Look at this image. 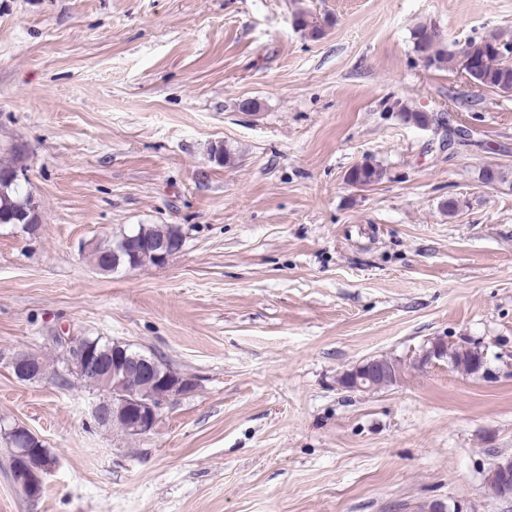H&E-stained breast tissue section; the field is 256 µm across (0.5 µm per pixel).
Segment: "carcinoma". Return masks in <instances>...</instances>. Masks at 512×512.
I'll list each match as a JSON object with an SVG mask.
<instances>
[{
  "label": "carcinoma",
  "instance_id": "carcinoma-1",
  "mask_svg": "<svg viewBox=\"0 0 512 512\" xmlns=\"http://www.w3.org/2000/svg\"><path fill=\"white\" fill-rule=\"evenodd\" d=\"M294 25L302 36L310 40L321 39L330 25V20L308 10H300L294 14ZM413 49L417 57H427V68L434 69H460L463 61L455 52L448 51L444 45L442 35L438 34V27L434 24L420 23L411 31ZM468 48L471 71L470 77L473 83L480 89L491 91L512 92V58L508 59L497 52V46H512L511 38H504L501 35H490L480 39H470L465 42ZM400 116L406 123L426 127L434 118L425 112L410 109H400ZM13 164L0 163V224H16L28 221L31 228L28 233L32 234L40 222V219L29 211L30 192L27 186L22 183L8 181ZM384 177L383 169L372 160L367 159L356 164L347 175V181L351 184L364 183L374 185ZM134 235H142L154 241H165L176 250L183 247L182 233L179 227L172 224H139L137 227L123 231L112 237L107 244H95L90 248L94 266L97 270H105L107 273H115L125 268V262L112 264L115 251L123 241ZM33 363L39 369V377L51 373L62 383L66 384L69 378L66 374L64 361H58L57 365L50 366L41 358L30 355ZM448 362L452 370L463 375H474L477 371H488L487 367L477 368V363L482 360V349L472 350L461 347L448 348ZM142 384L141 378L134 366H129L127 372H119L113 378V385L116 388L136 389ZM0 439L5 447L30 448L32 452L27 457L28 467L37 470L40 468L43 457L49 453L48 448L39 438L25 439L19 436H12L6 431L0 432Z\"/></svg>",
  "mask_w": 512,
  "mask_h": 512
}]
</instances>
